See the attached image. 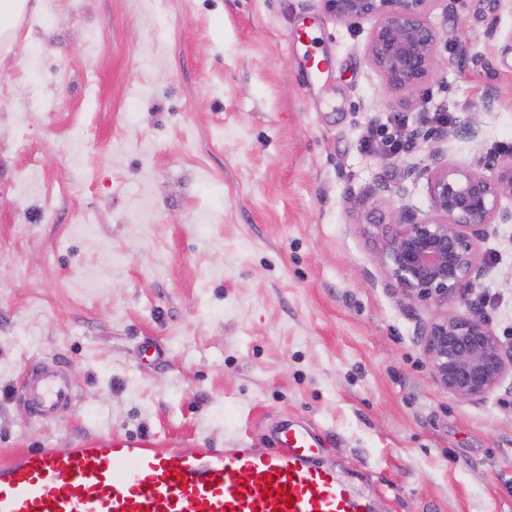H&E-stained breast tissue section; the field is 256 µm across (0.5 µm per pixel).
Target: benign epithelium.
<instances>
[{
  "label": "benign epithelium",
  "instance_id": "1",
  "mask_svg": "<svg viewBox=\"0 0 512 512\" xmlns=\"http://www.w3.org/2000/svg\"><path fill=\"white\" fill-rule=\"evenodd\" d=\"M438 2L321 0L340 22L375 21L367 58L393 92L435 77L443 33L429 14ZM409 136L432 141L423 162L403 169L405 178L426 180L431 209L420 213L394 203L391 187L379 181L367 191L377 206L364 212L359 226L376 240L385 278L404 299L428 308L466 307L463 314H440L423 328V353L432 378L448 394L482 400L512 371V345H504L470 302L475 281L486 272L479 243L492 225L512 221V213L501 208L502 199L512 198V160L488 161L480 169L449 162L444 144L461 136L479 139L469 119L442 125L430 138L417 129Z\"/></svg>",
  "mask_w": 512,
  "mask_h": 512
}]
</instances>
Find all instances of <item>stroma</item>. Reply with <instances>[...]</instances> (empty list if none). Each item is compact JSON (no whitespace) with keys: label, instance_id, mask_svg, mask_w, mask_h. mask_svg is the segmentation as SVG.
<instances>
[{"label":"stroma","instance_id":"1","mask_svg":"<svg viewBox=\"0 0 512 512\" xmlns=\"http://www.w3.org/2000/svg\"><path fill=\"white\" fill-rule=\"evenodd\" d=\"M310 16L331 59L312 78L291 39ZM430 19L464 38L391 93L370 22L320 0H28L0 42V460L113 431L269 453L295 421L371 512H512V388L469 402L433 381L437 311L387 286L358 225L379 180L430 209L402 177L424 144L384 155L370 134L445 112L481 130L450 162L512 157V0ZM480 252L471 300L511 345L512 222ZM33 359L69 364L75 407L23 414Z\"/></svg>","mask_w":512,"mask_h":512}]
</instances>
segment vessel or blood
Listing matches in <instances>:
<instances>
[{
    "label": "vessel or blood",
    "instance_id": "b4317fda",
    "mask_svg": "<svg viewBox=\"0 0 512 512\" xmlns=\"http://www.w3.org/2000/svg\"><path fill=\"white\" fill-rule=\"evenodd\" d=\"M17 395L40 418L77 399L66 368L46 364ZM275 442L259 454L110 433L31 448L0 462V512H363L350 482L317 464L308 426H282Z\"/></svg>",
    "mask_w": 512,
    "mask_h": 512
}]
</instances>
